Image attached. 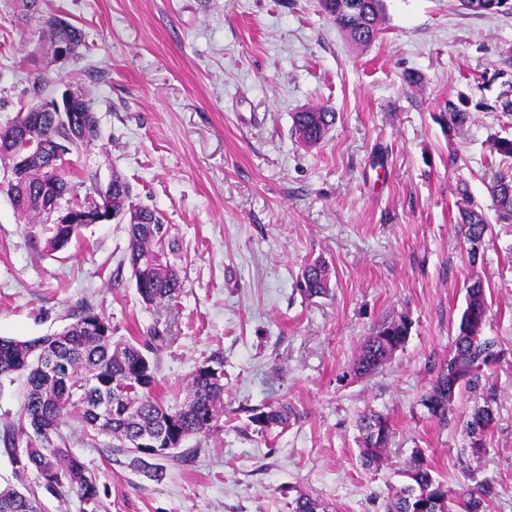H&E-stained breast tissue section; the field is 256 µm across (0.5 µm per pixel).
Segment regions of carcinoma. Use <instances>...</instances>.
<instances>
[{"label": "carcinoma", "instance_id": "1", "mask_svg": "<svg viewBox=\"0 0 512 512\" xmlns=\"http://www.w3.org/2000/svg\"><path fill=\"white\" fill-rule=\"evenodd\" d=\"M25 14L39 23L40 36L49 41L65 40L75 47L83 45L79 27L42 7L43 0H20ZM322 10L336 22L350 41L361 47L369 46L380 33L384 20L382 0H321ZM20 115L12 124L0 130V161L9 158L17 147L15 127L22 122ZM77 119L87 127L89 135L99 137V125L90 100L76 105ZM442 118L448 129H461L470 120V113L453 101H448ZM293 131L306 146L318 145L336 123V113L327 107H314L292 116ZM36 134H52L62 141V154L67 155L81 146L67 140V131L57 126L52 112L43 113V125ZM59 157L41 158L28 170L24 185L7 187L6 193L14 210L25 218L26 236L46 252L59 251L77 237L79 224H49L39 207L42 191V169L55 165L54 183L58 199L77 215L94 221L95 213L88 199L97 194L95 175H75L65 168ZM490 194L498 220L512 222V166L494 174ZM133 190L118 173L112 174L110 202L112 209L122 211L130 205ZM457 224L466 241L480 244L488 230L487 216L471 207L458 209ZM129 238L127 261L135 278L137 291L148 305L171 304L183 291V281L171 265L168 254L174 252L175 241L168 237V228L157 212L145 208L141 222L127 225ZM331 269L328 263L316 259L306 264L299 279V291L308 299L323 297L330 292ZM486 288L479 277L466 287V303L456 334L451 342L448 360L439 370L420 404L441 423L449 421L455 397L463 391L484 389V368L493 354L495 342L483 332L470 334L464 329L469 315L486 317ZM410 325L404 318L385 319L372 329L359 347L352 371L367 377L382 367L404 346ZM148 343L136 339L115 338L109 320L86 307L74 314L73 322L51 336L29 340L0 337V377L17 375L24 378L25 392L17 418L0 432V443L15 464V476L23 480L36 476V486L23 485L19 490L11 485L0 487V512H39L40 496L74 493L85 505L84 512H96L99 500L97 478L79 457L66 446L62 427L75 418L86 433L107 435L116 447L127 449L130 465L156 480L163 476L159 461L172 457L169 443L174 438L207 435L224 413V370L220 357H215L191 373L182 402L166 403L157 392L154 363L147 355ZM493 394L484 398L465 420L469 434L483 437L495 421ZM108 418H99L101 408ZM294 411L286 404L256 408L251 422L259 431L288 426ZM362 438V465H377L388 446L391 428L388 419L372 409L358 418ZM152 437L153 445L141 448L135 440L141 435ZM25 439V452L17 457L20 439ZM409 482L393 489L388 496L387 512H486L483 485L459 493L433 474L430 464L420 452L411 457L404 471ZM291 512H325V505L316 496L298 493L290 502Z\"/></svg>", "mask_w": 512, "mask_h": 512}]
</instances>
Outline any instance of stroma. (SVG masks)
I'll list each match as a JSON object with an SVG mask.
<instances>
[{
  "instance_id": "35a3bbf8",
  "label": "stroma",
  "mask_w": 512,
  "mask_h": 512,
  "mask_svg": "<svg viewBox=\"0 0 512 512\" xmlns=\"http://www.w3.org/2000/svg\"><path fill=\"white\" fill-rule=\"evenodd\" d=\"M383 32L352 45L319 0H46L81 28L79 59L52 63L28 36L15 0H0V129L39 100L31 72L91 100L99 138L70 154L77 172H119L134 202L157 210L178 244L184 288L170 307L145 305L126 260L124 225L92 224L49 254L26 236L0 190V336L67 327L89 307L114 336L153 340L159 391L181 402L191 372L224 361V415L187 437L152 480L78 421L70 451L98 477L97 512H291L287 487L329 512H386L390 488L421 451L463 491L488 479L487 512H512V224L491 223L477 261L459 206L492 214L488 191L512 137L498 98L512 82V11L477 15L457 0H383ZM418 75L408 85L405 74ZM463 100L468 124L439 120ZM337 114L318 145L291 133L294 112ZM325 259L328 296L305 299L303 266ZM486 286L484 333L499 356L486 373L496 420L472 456L460 393L448 424L421 395L448 357L471 278ZM411 323L376 373L349 366L384 319ZM286 403V429L258 432L254 408ZM386 415L379 466L359 459V414Z\"/></svg>"
}]
</instances>
